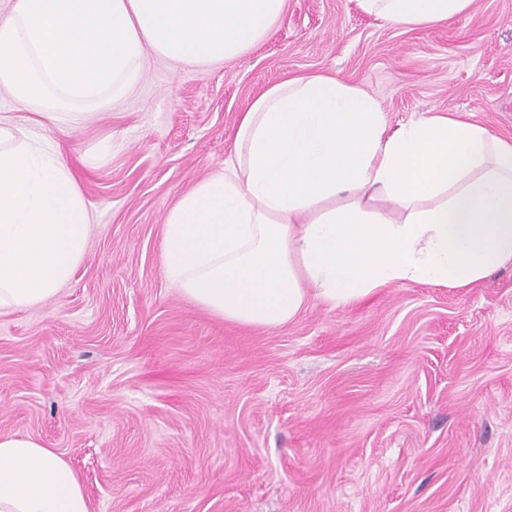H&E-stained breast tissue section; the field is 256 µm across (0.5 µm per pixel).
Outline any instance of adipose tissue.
I'll use <instances>...</instances> for the list:
<instances>
[{"mask_svg":"<svg viewBox=\"0 0 512 512\" xmlns=\"http://www.w3.org/2000/svg\"><path fill=\"white\" fill-rule=\"evenodd\" d=\"M473 0H358L409 29ZM162 266L182 295L276 328L311 299L347 306L391 285L466 288L512 266V140L448 114L389 128L328 74L289 78L243 112L224 169L167 212ZM0 512H92L55 449L0 436Z\"/></svg>","mask_w":512,"mask_h":512,"instance_id":"obj_1","label":"adipose tissue"}]
</instances>
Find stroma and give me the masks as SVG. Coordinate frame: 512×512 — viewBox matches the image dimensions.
<instances>
[{"mask_svg": "<svg viewBox=\"0 0 512 512\" xmlns=\"http://www.w3.org/2000/svg\"><path fill=\"white\" fill-rule=\"evenodd\" d=\"M316 73L392 127L461 112L512 137V0L413 30L357 0H287L242 56L147 53L110 110L48 127L91 228L55 298L0 313V435L56 449L94 512H512V266L314 298L272 329L165 277L166 213L223 167L264 89Z\"/></svg>", "mask_w": 512, "mask_h": 512, "instance_id": "obj_1", "label": "stroma"}]
</instances>
